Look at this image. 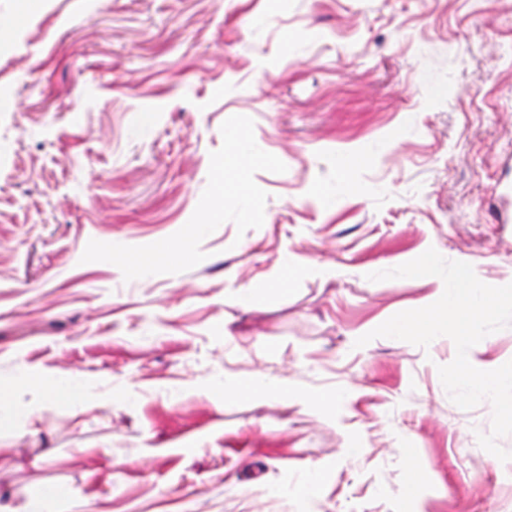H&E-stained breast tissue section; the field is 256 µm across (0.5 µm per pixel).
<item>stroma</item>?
I'll return each mask as SVG.
<instances>
[{"instance_id": "35a3bbf8", "label": "stroma", "mask_w": 512, "mask_h": 512, "mask_svg": "<svg viewBox=\"0 0 512 512\" xmlns=\"http://www.w3.org/2000/svg\"><path fill=\"white\" fill-rule=\"evenodd\" d=\"M233 115L287 167L255 175L260 228L178 274L82 262L180 230ZM431 247L512 283V0H0V512L54 487L55 512H512L453 344L354 345L435 298L367 279ZM288 259L349 272L270 287ZM256 374L352 402L209 391Z\"/></svg>"}]
</instances>
